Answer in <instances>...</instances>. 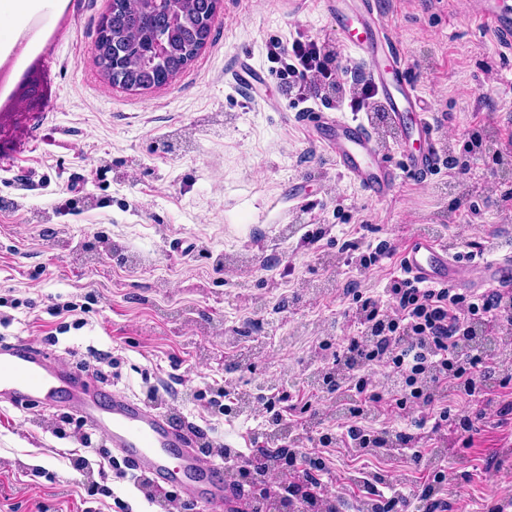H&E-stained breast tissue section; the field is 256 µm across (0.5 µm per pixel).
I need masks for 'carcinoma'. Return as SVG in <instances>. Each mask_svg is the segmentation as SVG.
Returning <instances> with one entry per match:
<instances>
[{
    "label": "carcinoma",
    "instance_id": "carcinoma-1",
    "mask_svg": "<svg viewBox=\"0 0 512 512\" xmlns=\"http://www.w3.org/2000/svg\"><path fill=\"white\" fill-rule=\"evenodd\" d=\"M219 0H112L99 22L95 60L104 80L125 90L160 86L186 68L206 44L217 16ZM341 369L317 371L319 387L335 392L336 401L348 402L339 389ZM300 435L284 426L269 433V442L296 444ZM311 512H344L346 503L314 497L306 500Z\"/></svg>",
    "mask_w": 512,
    "mask_h": 512
}]
</instances>
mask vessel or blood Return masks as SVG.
<instances>
[{"label": "vessel or blood", "mask_w": 512, "mask_h": 512, "mask_svg": "<svg viewBox=\"0 0 512 512\" xmlns=\"http://www.w3.org/2000/svg\"><path fill=\"white\" fill-rule=\"evenodd\" d=\"M327 11L340 39L365 63L383 99L384 120L398 132L396 148L403 165L393 166L387 149L359 118L314 112L306 121L341 174L370 197L385 200L392 196L401 173L425 178L441 162L429 105L408 79L372 0H327ZM473 15L501 48L512 50V0H474ZM401 260L405 270L426 284L512 288V250L463 266L442 241L418 235L403 249ZM0 403L18 410L75 412L106 439L132 476L159 490H175L185 503L205 500L228 505L244 499L224 464L204 448L196 429L175 423L168 413L103 382L93 369L57 363L52 351L28 341L0 345Z\"/></svg>", "instance_id": "1"}]
</instances>
